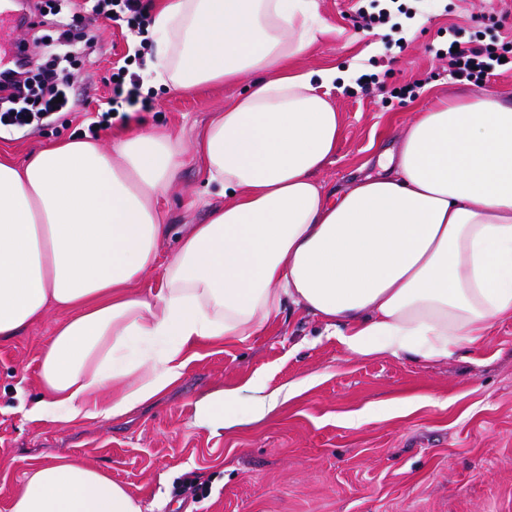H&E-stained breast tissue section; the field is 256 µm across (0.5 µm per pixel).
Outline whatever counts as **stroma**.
<instances>
[{"mask_svg": "<svg viewBox=\"0 0 512 512\" xmlns=\"http://www.w3.org/2000/svg\"><path fill=\"white\" fill-rule=\"evenodd\" d=\"M315 4L322 27L294 64L339 74L330 97L344 129L320 174L327 189L376 173L372 141L393 144L432 101L484 94L512 100V71L460 80L436 54L453 39L512 41V0H401L371 28L360 18L380 13L381 0ZM94 24L103 53L78 74L90 85L87 111L54 115L26 135L0 134V159L23 162L37 147L87 135L100 120L126 43L111 22ZM354 64L371 75L370 93L349 77ZM414 80V98L399 97V87ZM235 93L226 86L149 87L143 94L150 107L140 117L188 145ZM204 186L197 163L185 158L177 188L163 201L173 234L203 221ZM64 317L50 311L0 341V512H10L26 473L56 456L106 471L145 512H512V319L495 323L475 348L425 362L354 354L315 317L285 307L262 335L202 347L176 387L125 416L34 422L27 412L41 396L40 353ZM255 382L299 390L242 428L197 427L200 399ZM425 394L438 405L420 403ZM359 415L364 423L353 424ZM195 477L211 487L198 502L179 493Z\"/></svg>", "mask_w": 512, "mask_h": 512, "instance_id": "35a3bbf8", "label": "stroma"}]
</instances>
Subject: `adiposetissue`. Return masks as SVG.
<instances>
[{"label":"adipose tissue","instance_id":"1","mask_svg":"<svg viewBox=\"0 0 512 512\" xmlns=\"http://www.w3.org/2000/svg\"><path fill=\"white\" fill-rule=\"evenodd\" d=\"M152 27V84L244 85L193 144L224 202L162 252L183 153L137 121L108 149L72 138L0 160V340L67 314L40 354L32 419L124 416L176 385L199 347L261 335L285 302L353 353L417 361L512 318V103L425 109L377 175L331 193L318 175L342 135L336 73L290 68L320 27L312 0H161ZM154 270L158 288L137 292ZM252 390L246 408L236 388L201 403L199 426L278 407ZM10 512L143 508L105 471L56 457L26 473Z\"/></svg>","mask_w":512,"mask_h":512}]
</instances>
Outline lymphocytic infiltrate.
<instances>
[{"label":"lymphocytic infiltrate","mask_w":512,"mask_h":512,"mask_svg":"<svg viewBox=\"0 0 512 512\" xmlns=\"http://www.w3.org/2000/svg\"><path fill=\"white\" fill-rule=\"evenodd\" d=\"M83 8L93 18L127 24V60L109 79L110 92L101 105L103 121L113 113L147 107L139 67L145 64V34L152 22L143 0H83ZM32 27L51 26L48 42L53 52L47 60L24 55L19 70L0 79V127L23 129L38 126L59 112H73L84 103L76 85L75 70L96 53L99 38L91 26L68 23L54 0H37ZM448 70L459 79L478 81L500 69L512 70V46L495 49L472 42L458 43L445 50Z\"/></svg>","instance_id":"1"}]
</instances>
